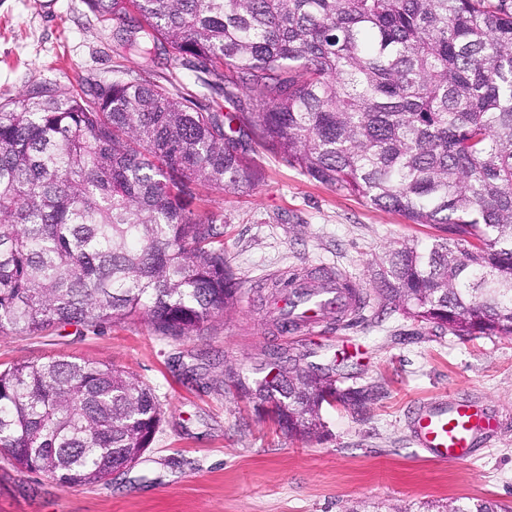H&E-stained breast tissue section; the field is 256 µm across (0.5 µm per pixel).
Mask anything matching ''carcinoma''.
Masks as SVG:
<instances>
[{
  "label": "carcinoma",
  "mask_w": 512,
  "mask_h": 512,
  "mask_svg": "<svg viewBox=\"0 0 512 512\" xmlns=\"http://www.w3.org/2000/svg\"><path fill=\"white\" fill-rule=\"evenodd\" d=\"M118 55L152 75L162 54L235 112H200L144 77L48 88L0 106V333L145 316L191 336L231 309L224 225L200 191L256 181L248 152L457 238L404 242L376 262L355 313L382 306L462 338L512 337V0H88ZM249 92L244 102L239 91ZM314 287L288 294L301 320ZM290 436L322 404L361 412L374 386L339 390L312 368L248 387ZM137 376L75 357L0 370V453L61 485L105 482L158 431Z\"/></svg>",
  "instance_id": "cac0c4a2"
}]
</instances>
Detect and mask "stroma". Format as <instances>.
Masks as SVG:
<instances>
[{"mask_svg":"<svg viewBox=\"0 0 512 512\" xmlns=\"http://www.w3.org/2000/svg\"><path fill=\"white\" fill-rule=\"evenodd\" d=\"M138 57L118 56L111 23L87 0H0V105L36 86L61 93L89 81L136 77ZM198 109L228 111L221 93L161 58ZM254 160L261 177L240 192L207 190L199 212L224 226V256L241 285L234 307L199 333L165 337L143 317L43 335H0V369L71 356L135 374L164 408L153 443L105 483L66 487L0 458V512H442L451 500L488 501L512 512V339L463 340L435 325L374 308L343 328L276 330L259 300L293 273L342 270L372 291L374 260L407 241L447 237L365 199L321 185L280 155ZM285 364L335 366L344 386L378 385L363 413L323 404V432L298 439L226 389ZM472 399L496 428L466 461H431L409 429L414 406Z\"/></svg>","mask_w":512,"mask_h":512,"instance_id":"1","label":"stroma"}]
</instances>
